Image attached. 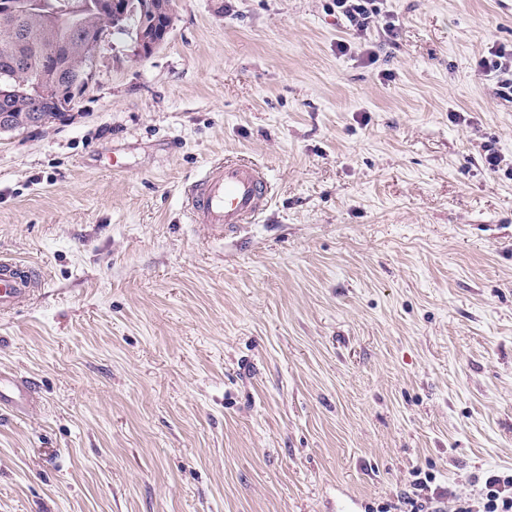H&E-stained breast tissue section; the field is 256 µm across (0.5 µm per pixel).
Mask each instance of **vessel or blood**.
I'll return each instance as SVG.
<instances>
[{
    "instance_id": "1",
    "label": "vessel or blood",
    "mask_w": 512,
    "mask_h": 512,
    "mask_svg": "<svg viewBox=\"0 0 512 512\" xmlns=\"http://www.w3.org/2000/svg\"><path fill=\"white\" fill-rule=\"evenodd\" d=\"M267 182L262 171L243 161L210 165L204 174L185 187L186 206L193 223L205 225L224 236L252 223L267 199ZM40 279L31 266L0 259V313L11 312L30 295Z\"/></svg>"
}]
</instances>
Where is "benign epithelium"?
Here are the masks:
<instances>
[{"instance_id":"obj_1","label":"benign epithelium","mask_w":512,"mask_h":512,"mask_svg":"<svg viewBox=\"0 0 512 512\" xmlns=\"http://www.w3.org/2000/svg\"><path fill=\"white\" fill-rule=\"evenodd\" d=\"M40 18L44 27L57 33V36L46 43L43 48L44 63L50 66L49 72H39L31 84L24 112L17 111L15 101L21 92L9 83L0 85V133H9L32 128H44L55 117L41 107V101L49 97L52 90L69 78L70 67L59 64L64 58L77 59L88 63L96 52L104 34L90 36L80 32L82 15L89 7L85 0H59L55 4L41 2ZM98 11L103 15L110 30L123 29L127 19L132 15L141 18L161 15L165 18V33L157 35L145 25L136 29L135 42L137 54L140 57L151 55L166 40L172 26V11L165 0H96ZM27 14L25 0H0V24L11 27L16 39L23 38L20 31L21 19Z\"/></svg>"}]
</instances>
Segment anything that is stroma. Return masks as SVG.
I'll list each match as a JSON object with an SVG mask.
<instances>
[{
    "mask_svg": "<svg viewBox=\"0 0 512 512\" xmlns=\"http://www.w3.org/2000/svg\"><path fill=\"white\" fill-rule=\"evenodd\" d=\"M174 0L141 58L105 37L65 121L0 135V512H398L512 470V102L478 62L512 0ZM394 22L386 32V22ZM347 52H339V42ZM259 164L218 240L183 191ZM336 10L347 22L349 29L361 37L375 23L379 9L377 0H335ZM31 266L13 259H0V313L11 312L21 299L30 295L40 279ZM420 470L412 472L413 479L409 483L410 492H407L405 504L410 507L408 512H437V503L439 500L451 499L455 497L454 492L450 488L441 486L432 487L435 477L424 473L421 477Z\"/></svg>",
    "mask_w": 512,
    "mask_h": 512,
    "instance_id": "stroma-1",
    "label": "stroma"
}]
</instances>
